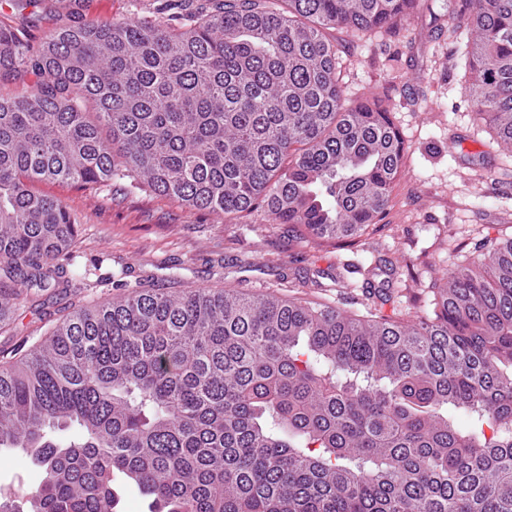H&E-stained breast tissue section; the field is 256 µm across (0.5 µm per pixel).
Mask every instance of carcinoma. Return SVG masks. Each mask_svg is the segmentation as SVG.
Segmentation results:
<instances>
[{
  "instance_id": "carcinoma-1",
  "label": "carcinoma",
  "mask_w": 512,
  "mask_h": 512,
  "mask_svg": "<svg viewBox=\"0 0 512 512\" xmlns=\"http://www.w3.org/2000/svg\"><path fill=\"white\" fill-rule=\"evenodd\" d=\"M0 13V333L55 286L77 234L36 182L131 178L228 218L360 238L404 157L349 105L328 30L394 31L427 0H163L158 17ZM471 32L467 95L512 149V0H448ZM393 319L232 288H141L0 352V447L41 480L0 512H512V238ZM114 487L118 493L114 512H149L148 501L132 485L124 483L122 477H117Z\"/></svg>"
}]
</instances>
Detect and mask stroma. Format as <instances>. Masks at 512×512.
I'll return each instance as SVG.
<instances>
[{"label": "stroma", "mask_w": 512, "mask_h": 512, "mask_svg": "<svg viewBox=\"0 0 512 512\" xmlns=\"http://www.w3.org/2000/svg\"><path fill=\"white\" fill-rule=\"evenodd\" d=\"M156 0H79L83 17L109 24L151 14ZM345 96L378 102L404 141V160L377 225L358 241L300 239L287 224L255 213L238 223L191 210L123 179L108 185L38 183L76 217L72 261L54 296L16 314L12 334L38 339L50 320L117 294L115 273L173 290L235 288L318 299L349 308L351 297L387 294L383 314L425 307L423 290L475 253L512 235V158L493 130L473 118L463 92L466 29L453 28L444 0L401 21L396 31L331 32Z\"/></svg>", "instance_id": "obj_1"}]
</instances>
